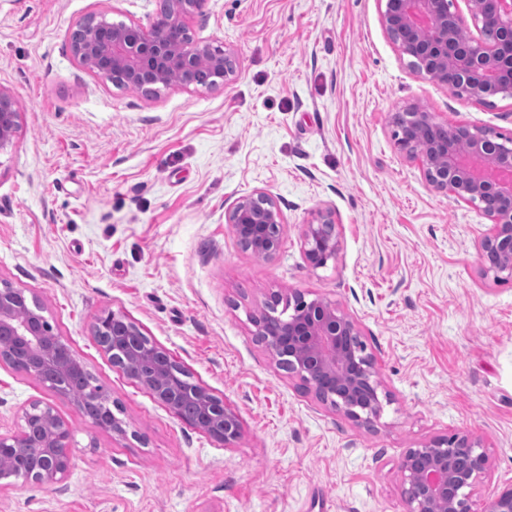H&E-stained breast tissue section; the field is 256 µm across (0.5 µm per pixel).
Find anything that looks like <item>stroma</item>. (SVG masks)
Returning a JSON list of instances; mask_svg holds the SVG:
<instances>
[{"mask_svg": "<svg viewBox=\"0 0 512 512\" xmlns=\"http://www.w3.org/2000/svg\"><path fill=\"white\" fill-rule=\"evenodd\" d=\"M386 0H207L195 38L232 48L214 87H119L83 67L90 14L149 26L159 0H0V89L19 128L0 152V288L25 292L102 384L127 433L0 359V436L31 404L72 435L59 484L0 480V512H405L408 449L479 437L473 498L512 488V281L484 269L479 208L429 183L394 138L416 105L512 136V98L460 97L416 73ZM284 216L267 259L224 214L253 190ZM330 212L321 267L302 231ZM323 299L360 326L384 398L372 424L280 368L251 321L275 293ZM112 311L239 416L224 444L113 366L91 328Z\"/></svg>", "mask_w": 512, "mask_h": 512, "instance_id": "1", "label": "stroma"}]
</instances>
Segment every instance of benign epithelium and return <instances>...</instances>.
Wrapping results in <instances>:
<instances>
[{
    "label": "benign epithelium",
    "instance_id": "obj_1",
    "mask_svg": "<svg viewBox=\"0 0 512 512\" xmlns=\"http://www.w3.org/2000/svg\"><path fill=\"white\" fill-rule=\"evenodd\" d=\"M206 0H162L150 27L132 22L111 23L91 14L78 25L81 38L71 43L78 62L96 76L136 88L144 93L154 86L214 87L235 73L234 52L196 40L189 21ZM478 31L492 30L488 40L471 35L466 19L449 9V0H387L383 26L398 44L409 65L419 74L448 86L456 95L477 101L501 95L512 98V0H467ZM399 149L422 164L429 182L458 200H464L491 218L492 224L479 248L495 256L487 271L498 280L512 281V184L474 165L486 163L512 170V139L487 128H471L436 121L431 112L415 106L392 114ZM17 131L14 99L0 89V151L12 145ZM240 245L271 257L281 243L284 218L272 197L263 190L241 196L225 213ZM304 252L315 267L336 253L338 240L330 215L319 211L302 232ZM293 313L283 320L275 315L278 299L254 320L256 335L272 356L288 355V373L298 377L322 402L366 423L377 417L381 403L375 379V359L366 346L357 322L332 303L310 302L299 292L291 294ZM126 318L106 312L93 325V335L109 355L126 347L120 368L163 404L179 412L186 394L174 374L161 368L146 371L148 355L126 343ZM0 336L16 340V355L28 363V373L40 377L54 372L58 392L67 396V379L81 368L62 337L53 333L46 319L29 311L24 292L0 290ZM199 414L195 426L229 443L241 432L237 414L210 393L197 391ZM17 465H38L27 477L53 484L67 475L72 461L68 428L46 415L45 435L31 437L23 426L12 437L0 438ZM402 495L406 512H478L473 491L489 469V458L480 440L454 433L404 455ZM487 512H512V489L502 492Z\"/></svg>",
    "mask_w": 512,
    "mask_h": 512
}]
</instances>
